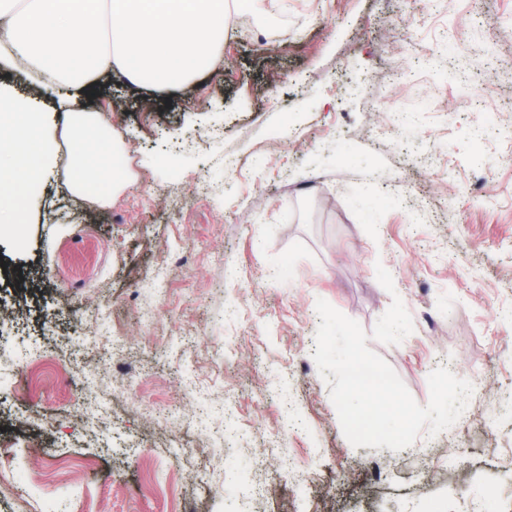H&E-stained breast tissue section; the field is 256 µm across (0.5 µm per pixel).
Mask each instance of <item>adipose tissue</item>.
Here are the masks:
<instances>
[{
	"label": "adipose tissue",
	"mask_w": 512,
	"mask_h": 512,
	"mask_svg": "<svg viewBox=\"0 0 512 512\" xmlns=\"http://www.w3.org/2000/svg\"><path fill=\"white\" fill-rule=\"evenodd\" d=\"M227 0H0L9 29L0 37V75L32 65L58 111L0 82V228L25 223L27 202L72 147L69 192L105 205L128 182L125 144L103 111L82 107L96 75L116 73L138 86L179 85L224 61Z\"/></svg>",
	"instance_id": "adipose-tissue-1"
}]
</instances>
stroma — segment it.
Here are the masks:
<instances>
[{
  "label": "stroma",
  "mask_w": 512,
  "mask_h": 512,
  "mask_svg": "<svg viewBox=\"0 0 512 512\" xmlns=\"http://www.w3.org/2000/svg\"><path fill=\"white\" fill-rule=\"evenodd\" d=\"M227 22L223 67L192 84L95 81L131 149L111 204L68 193L61 153L0 238V442L39 445L0 512H512V0ZM395 294L414 330L368 348L418 404L442 359L474 391L436 436L355 448L316 302L369 332ZM19 348L46 359L19 368ZM104 349L108 429L72 414L81 374L57 380Z\"/></svg>",
  "instance_id": "stroma-1"
}]
</instances>
